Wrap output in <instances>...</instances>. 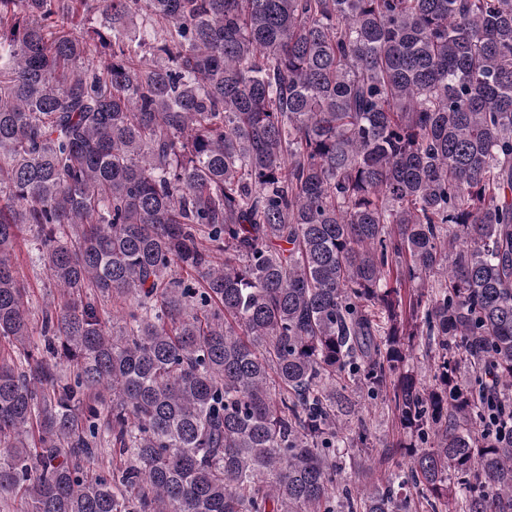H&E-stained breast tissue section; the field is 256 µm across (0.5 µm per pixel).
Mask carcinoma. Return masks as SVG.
Segmentation results:
<instances>
[{"mask_svg": "<svg viewBox=\"0 0 512 512\" xmlns=\"http://www.w3.org/2000/svg\"><path fill=\"white\" fill-rule=\"evenodd\" d=\"M413 489L512 512V0H0V512ZM29 241L22 247L18 255V266L21 273L28 280L32 291V307H37L43 302L50 300L56 291L52 285L44 278L40 268L35 262L34 244L31 241V235H28ZM360 407L370 432V444L368 448H359L358 466L355 470H346V476L360 482L377 483L398 463L404 464L405 450L401 447L409 440L388 404L360 401Z\"/></svg>", "mask_w": 512, "mask_h": 512, "instance_id": "obj_1", "label": "carcinoma"}]
</instances>
